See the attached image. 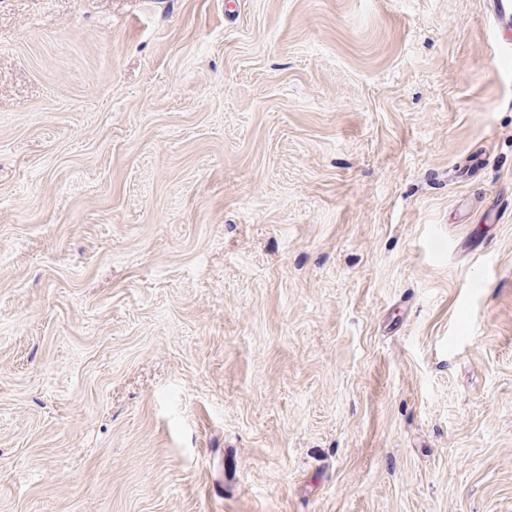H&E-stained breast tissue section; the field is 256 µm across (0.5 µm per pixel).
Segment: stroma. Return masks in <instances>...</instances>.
<instances>
[{
  "label": "stroma",
  "mask_w": 512,
  "mask_h": 512,
  "mask_svg": "<svg viewBox=\"0 0 512 512\" xmlns=\"http://www.w3.org/2000/svg\"><path fill=\"white\" fill-rule=\"evenodd\" d=\"M511 38L0 0V512H512Z\"/></svg>",
  "instance_id": "1"
}]
</instances>
